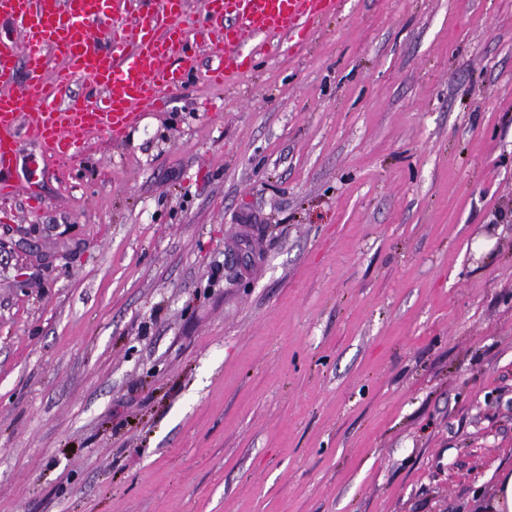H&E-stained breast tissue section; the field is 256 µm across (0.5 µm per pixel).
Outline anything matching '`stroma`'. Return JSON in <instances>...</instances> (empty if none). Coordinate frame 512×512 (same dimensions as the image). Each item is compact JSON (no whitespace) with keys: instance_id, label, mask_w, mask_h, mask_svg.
<instances>
[{"instance_id":"stroma-1","label":"stroma","mask_w":512,"mask_h":512,"mask_svg":"<svg viewBox=\"0 0 512 512\" xmlns=\"http://www.w3.org/2000/svg\"><path fill=\"white\" fill-rule=\"evenodd\" d=\"M0 201V512H487L512 470V0H344Z\"/></svg>"}]
</instances>
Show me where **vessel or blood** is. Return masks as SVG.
<instances>
[{"instance_id":"1","label":"vessel or blood","mask_w":512,"mask_h":512,"mask_svg":"<svg viewBox=\"0 0 512 512\" xmlns=\"http://www.w3.org/2000/svg\"><path fill=\"white\" fill-rule=\"evenodd\" d=\"M342 0H206L204 15L227 16L224 36L209 41L215 65L206 77L223 83L229 69L244 70L239 53L247 41L267 35L305 36ZM23 36L22 47L0 42V196H12L7 179L29 139L65 161L84 148L89 133L105 130L123 140L145 107H163L166 90L198 70L196 25L186 21L182 0H0V20ZM106 23L103 35L92 23ZM75 83L104 92L68 96Z\"/></svg>"}]
</instances>
